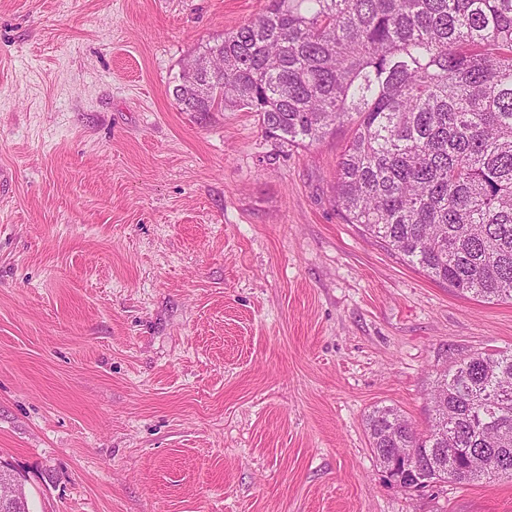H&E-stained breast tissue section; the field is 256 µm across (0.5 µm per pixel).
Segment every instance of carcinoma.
I'll list each match as a JSON object with an SVG mask.
<instances>
[{
  "mask_svg": "<svg viewBox=\"0 0 512 512\" xmlns=\"http://www.w3.org/2000/svg\"><path fill=\"white\" fill-rule=\"evenodd\" d=\"M183 112H254L280 145L308 146L346 122L333 202L409 265L461 295L512 301V0H269L206 44ZM424 431L398 409L366 422L410 448L402 488L512 480V352L474 353L436 374ZM443 454L450 478L426 472Z\"/></svg>",
  "mask_w": 512,
  "mask_h": 512,
  "instance_id": "1",
  "label": "carcinoma"
}]
</instances>
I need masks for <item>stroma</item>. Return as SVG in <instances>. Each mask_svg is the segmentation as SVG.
<instances>
[{
	"label": "stroma",
	"instance_id": "obj_1",
	"mask_svg": "<svg viewBox=\"0 0 512 512\" xmlns=\"http://www.w3.org/2000/svg\"><path fill=\"white\" fill-rule=\"evenodd\" d=\"M267 5L0 0V464L30 512H512V480L388 483L366 431L512 352V302L345 223L351 124L282 147L174 100Z\"/></svg>",
	"mask_w": 512,
	"mask_h": 512
}]
</instances>
